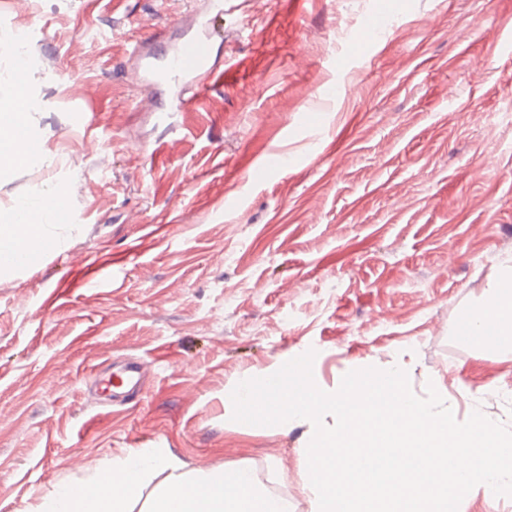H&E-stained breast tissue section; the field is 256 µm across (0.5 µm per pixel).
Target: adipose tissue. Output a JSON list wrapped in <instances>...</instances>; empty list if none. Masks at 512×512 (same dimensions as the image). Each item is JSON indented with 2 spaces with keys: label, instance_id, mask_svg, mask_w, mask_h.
<instances>
[{
  "label": "adipose tissue",
  "instance_id": "obj_1",
  "mask_svg": "<svg viewBox=\"0 0 512 512\" xmlns=\"http://www.w3.org/2000/svg\"><path fill=\"white\" fill-rule=\"evenodd\" d=\"M16 97L0 99V172L26 163L34 154L24 134L25 113L16 111ZM66 206L67 194L50 193L45 200L23 199L0 211V269L19 268L22 258L55 250L47 233L48 203ZM493 300L467 315L455 328L467 343L512 349V265L504 266L491 282ZM164 476L160 493L148 512H287L282 499L257 487L251 470L183 472L178 462L157 449H134L100 472L93 482L78 487L63 485L50 493L35 512H132L142 496L147 474ZM113 481L106 491L105 481Z\"/></svg>",
  "mask_w": 512,
  "mask_h": 512
}]
</instances>
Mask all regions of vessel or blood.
<instances>
[{"instance_id": "vessel-or-blood-1", "label": "vessel or blood", "mask_w": 512, "mask_h": 512, "mask_svg": "<svg viewBox=\"0 0 512 512\" xmlns=\"http://www.w3.org/2000/svg\"><path fill=\"white\" fill-rule=\"evenodd\" d=\"M224 0H212L211 13L202 21L196 32L184 37L171 51L163 71L146 65L138 72V80L151 81L164 75L170 89L168 109L184 112L200 104L209 90L223 84L226 71L217 61L215 40L224 34ZM288 159L278 151H270L263 159L246 170L247 180L254 185L263 184L271 170L287 168ZM143 367L129 362L112 374L102 377L99 389L111 399L132 400L141 391Z\"/></svg>"}]
</instances>
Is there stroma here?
<instances>
[{
	"instance_id": "35a3bbf8",
	"label": "stroma",
	"mask_w": 512,
	"mask_h": 512,
	"mask_svg": "<svg viewBox=\"0 0 512 512\" xmlns=\"http://www.w3.org/2000/svg\"><path fill=\"white\" fill-rule=\"evenodd\" d=\"M209 2L0 0V32L31 31L41 101V155L0 173V210L69 192L60 250L0 271V512L138 448L250 468L313 512L312 424L238 423L230 398L311 349L324 390L397 364L457 420L512 429V353L454 333L512 265V0H234L220 54L249 76L142 111L167 91L135 82L136 48L162 54ZM376 15L390 26L367 48ZM271 149L293 166L259 186L226 173ZM84 258L95 287L60 291ZM126 357L151 371L113 406L95 375Z\"/></svg>"
}]
</instances>
